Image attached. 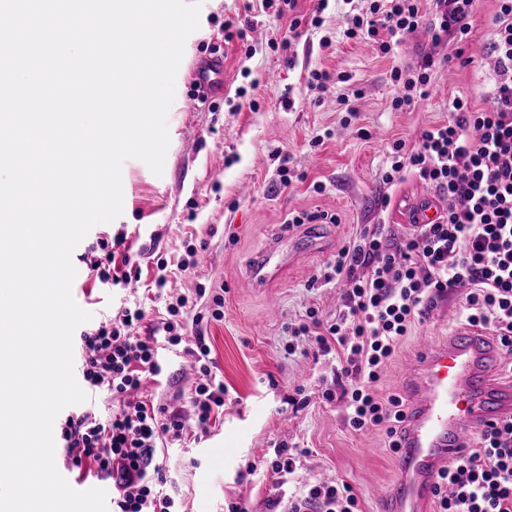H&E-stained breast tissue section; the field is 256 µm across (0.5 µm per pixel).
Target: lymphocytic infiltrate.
I'll return each mask as SVG.
<instances>
[{
  "instance_id": "lymphocytic-infiltrate-1",
  "label": "lymphocytic infiltrate",
  "mask_w": 512,
  "mask_h": 512,
  "mask_svg": "<svg viewBox=\"0 0 512 512\" xmlns=\"http://www.w3.org/2000/svg\"><path fill=\"white\" fill-rule=\"evenodd\" d=\"M480 0H369L348 18L343 35L367 39L392 54L407 35L426 29L433 45L454 39L451 54H428L413 67L393 68L400 92L393 110L410 111L429 95L432 76L462 59L474 39L470 19ZM495 82L483 108L453 98L447 122L420 130L414 141H395L382 182L395 185L413 175L435 188L446 205L438 223L395 236L385 220L362 225L324 273L344 285L332 321L308 310L294 330L316 355L334 356L338 368L327 401L344 408L351 430L386 425L388 435L403 417L398 399H381L376 387L383 367L414 324L426 322L449 291L465 299V323L489 330L512 352V0H496L492 18ZM187 297L168 304L169 321L139 336L142 309L124 310L122 320L102 321L82 331L80 372L84 391L107 390L118 410L103 422L89 410L66 416L61 427L72 468L94 464L112 481V512H173L158 445L179 439L184 422L167 407L139 400L143 381L161 374L159 343L183 341L179 315ZM210 349L199 344L190 403L198 427L224 411V382L212 370ZM437 512H512V418L477 434V446L450 463L436 481ZM288 512H362L346 482L301 484L288 499Z\"/></svg>"
}]
</instances>
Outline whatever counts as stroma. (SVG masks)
Segmentation results:
<instances>
[{"label":"stroma","instance_id":"1","mask_svg":"<svg viewBox=\"0 0 512 512\" xmlns=\"http://www.w3.org/2000/svg\"><path fill=\"white\" fill-rule=\"evenodd\" d=\"M364 7L363 0H329L322 26L303 30L285 54L279 43L288 15L263 8L260 0H203L200 27L187 38L176 75L162 175L140 160H126L122 215L94 226L73 252L86 287L76 303L96 320L142 307L144 336L168 316L164 300L152 291L159 263L171 272L170 296L192 293L199 283L224 294L223 319L205 320L185 344L162 349L163 375L147 380L142 390L146 401L166 405L185 420L184 437L159 453L167 476L164 490L178 512H224L228 501L241 503L246 512H282L294 482L280 484L264 467L281 442L307 451L297 465V480H344L353 486L363 512H378L396 476L397 454L385 430L356 433L344 424L337 405L322 397L335 361L303 356L305 344L292 337L290 327L311 308L321 319L335 318L340 286L325 283L322 276L360 225L382 217L402 233L407 227L400 218L402 202L431 193V186L410 177L395 188L396 205L378 210L381 176L394 141H413L420 129L446 122L454 97L483 107L494 85L489 43L496 4L482 0L472 17L470 64L435 75L428 98L412 112L391 108L398 92L392 67L413 65L423 55L446 54L453 47L434 46L420 31L385 56L368 41L345 39V16ZM230 20L250 23V45L225 42L224 24ZM218 45L224 50V96L187 109L189 65ZM313 70H341L351 79L330 84L321 102L313 104L306 95ZM356 89L361 95L354 98L357 115L352 118L339 99ZM278 148L304 172V181L279 186L271 158ZM301 212L332 216L325 226L330 250L308 253L313 227L297 226L296 237L282 245L295 257L292 267L277 283L256 286L248 273L251 257ZM105 237L122 238L115 253L133 255L141 271L139 287H104L91 273ZM193 250L202 256L194 265L189 262ZM463 304L461 293L449 292L427 322L411 329L383 370L378 384L383 398L405 399L404 366L422 339L439 342L459 327ZM201 341L209 346L227 390L223 414L205 431L197 428L190 407L197 378L193 352ZM299 386L307 405L295 411L288 399Z\"/></svg>","mask_w":512,"mask_h":512}]
</instances>
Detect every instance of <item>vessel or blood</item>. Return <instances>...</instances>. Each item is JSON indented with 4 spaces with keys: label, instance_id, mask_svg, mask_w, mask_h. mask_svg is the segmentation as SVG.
Returning <instances> with one entry per match:
<instances>
[{
    "label": "vessel or blood",
    "instance_id": "b4317fda",
    "mask_svg": "<svg viewBox=\"0 0 512 512\" xmlns=\"http://www.w3.org/2000/svg\"><path fill=\"white\" fill-rule=\"evenodd\" d=\"M188 107L224 91V56L200 57ZM292 259L276 247L253 263L256 285L284 275ZM502 350L477 327L457 328L444 343L420 344L404 369L407 402L398 430V473L384 495L383 512H429L438 474L467 451L481 428L512 417V376L501 373Z\"/></svg>",
    "mask_w": 512,
    "mask_h": 512
}]
</instances>
